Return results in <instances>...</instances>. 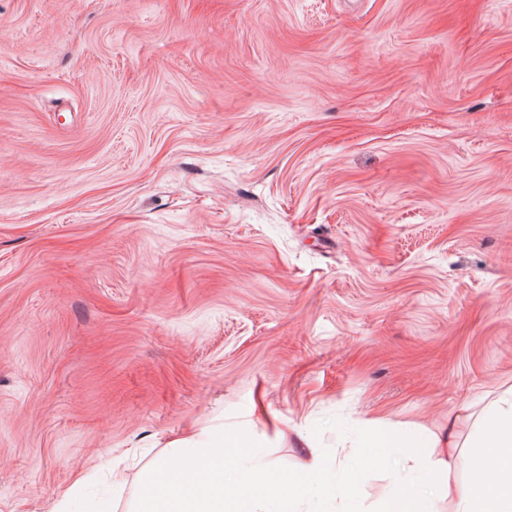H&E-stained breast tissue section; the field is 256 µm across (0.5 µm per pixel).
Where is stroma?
I'll use <instances>...</instances> for the list:
<instances>
[{
    "label": "stroma",
    "instance_id": "1",
    "mask_svg": "<svg viewBox=\"0 0 512 512\" xmlns=\"http://www.w3.org/2000/svg\"><path fill=\"white\" fill-rule=\"evenodd\" d=\"M511 388L512 0H0V512Z\"/></svg>",
    "mask_w": 512,
    "mask_h": 512
}]
</instances>
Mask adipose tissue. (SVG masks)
<instances>
[{
	"instance_id": "1",
	"label": "adipose tissue",
	"mask_w": 512,
	"mask_h": 512,
	"mask_svg": "<svg viewBox=\"0 0 512 512\" xmlns=\"http://www.w3.org/2000/svg\"><path fill=\"white\" fill-rule=\"evenodd\" d=\"M476 451L466 457L459 444ZM438 466L469 469L468 491L458 496L455 512H512V389L494 400L476 420L466 441H459L457 426H449Z\"/></svg>"
}]
</instances>
